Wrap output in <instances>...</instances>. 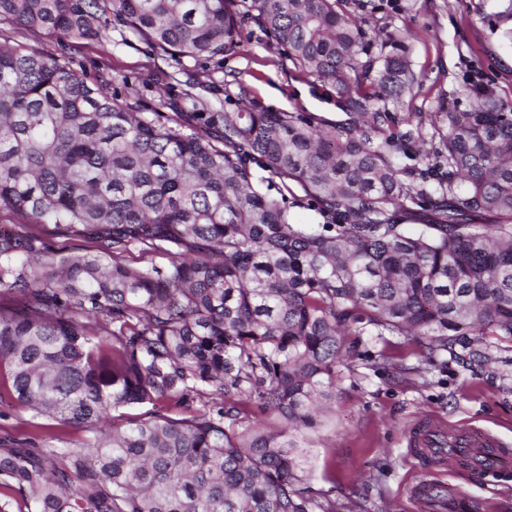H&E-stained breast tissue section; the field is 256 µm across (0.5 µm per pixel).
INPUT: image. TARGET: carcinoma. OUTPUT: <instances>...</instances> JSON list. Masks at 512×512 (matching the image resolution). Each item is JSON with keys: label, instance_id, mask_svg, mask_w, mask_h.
I'll return each mask as SVG.
<instances>
[{"label": "carcinoma", "instance_id": "1", "mask_svg": "<svg viewBox=\"0 0 512 512\" xmlns=\"http://www.w3.org/2000/svg\"><path fill=\"white\" fill-rule=\"evenodd\" d=\"M232 2L0 0V25L100 41L116 18L166 58L212 59L236 47ZM350 4H251L336 88L348 120L329 128L132 112L0 39V212L21 218L0 230V298L23 305L0 306V408L91 433L0 449V512H336L300 487L295 442L250 419L315 428L351 336L418 338L426 363L512 397V103L476 86L431 132L397 130L377 104L416 76ZM48 224L89 249L66 253Z\"/></svg>", "mask_w": 512, "mask_h": 512}]
</instances>
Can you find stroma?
Instances as JSON below:
<instances>
[{
    "instance_id": "obj_1",
    "label": "stroma",
    "mask_w": 512,
    "mask_h": 512,
    "mask_svg": "<svg viewBox=\"0 0 512 512\" xmlns=\"http://www.w3.org/2000/svg\"><path fill=\"white\" fill-rule=\"evenodd\" d=\"M359 17L374 15L380 26L402 37L418 82L387 110L399 130H430L440 122L439 102L477 85L512 100V43L495 18L497 0H357ZM240 25L234 51L214 59H163L121 22L105 42L69 40L13 29L15 39L50 56H65L87 83L108 79L112 95L133 111L169 114L192 93L198 111L216 112L234 104L273 112H295L332 126L346 119L335 89L307 77L286 51L254 21L251 0H236ZM356 352L320 425L298 434L305 453L304 487L336 512H424L409 495L422 478L410 456L407 435L423 418L450 426L469 425L512 443V400L489 385L462 382L447 364L426 366L408 379L395 378L389 362L414 367L416 342L396 336L354 339ZM450 493L471 499L491 497L492 512H512V460L493 473L474 477L449 467L433 468Z\"/></svg>"
}]
</instances>
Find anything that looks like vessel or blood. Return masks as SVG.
I'll list each match as a JSON object with an SVG mask.
<instances>
[{
    "label": "vessel or blood",
    "instance_id": "b4317fda",
    "mask_svg": "<svg viewBox=\"0 0 512 512\" xmlns=\"http://www.w3.org/2000/svg\"><path fill=\"white\" fill-rule=\"evenodd\" d=\"M411 452L426 467L448 465L457 470L490 469L512 449L488 447L484 437L470 431L445 429L443 423L427 419L412 433ZM410 493L422 502H440L444 490L434 480L422 478L413 483Z\"/></svg>",
    "mask_w": 512,
    "mask_h": 512
}]
</instances>
